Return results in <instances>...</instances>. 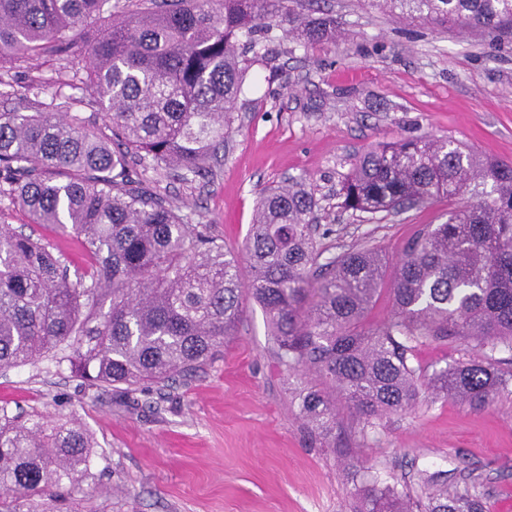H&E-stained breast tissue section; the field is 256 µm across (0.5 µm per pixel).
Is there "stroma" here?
Here are the masks:
<instances>
[{
    "label": "stroma",
    "instance_id": "obj_1",
    "mask_svg": "<svg viewBox=\"0 0 512 512\" xmlns=\"http://www.w3.org/2000/svg\"><path fill=\"white\" fill-rule=\"evenodd\" d=\"M335 40L269 45L248 72L214 174L161 190L225 251L240 253L262 190L293 178L319 200L324 257L367 244L396 261L448 202L377 220L337 208L351 162L381 141L431 135L512 161V35L422 19L372 0H319ZM308 375L283 365L268 319L243 300L237 334L188 380L127 393L85 386L45 356L0 368V411L79 422L93 436L91 474L73 492L98 512H354L366 485L476 483L485 512H512V393L482 408L421 396L406 413L365 426L337 401L331 437L294 402Z\"/></svg>",
    "mask_w": 512,
    "mask_h": 512
}]
</instances>
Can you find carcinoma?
Masks as SVG:
<instances>
[{"mask_svg":"<svg viewBox=\"0 0 512 512\" xmlns=\"http://www.w3.org/2000/svg\"><path fill=\"white\" fill-rule=\"evenodd\" d=\"M299 2L0 0V201L75 237L91 259L73 281L43 238L0 225L1 368L51 354L90 386H166L236 335L246 292L269 318L280 361L330 383L297 396L320 435L336 427L335 392L370 420L424 392L485 406L508 389L492 361L512 352V162L428 136L357 157L340 181L346 212L448 199L447 219L419 229L393 264L373 245L320 262L319 199L294 180L259 198L242 256L161 193L158 175L188 181L220 165L246 71L273 30L304 48L336 37L335 18ZM378 3L402 18L512 34V0ZM39 59L55 75L15 86L13 72ZM52 87L71 90L62 114L40 101ZM87 89L91 100L79 95ZM82 105L107 125L75 111ZM387 281L391 313L368 325ZM461 336L478 357L422 380L418 346ZM95 456L80 424L1 415L0 512H53ZM356 512H483V501L473 484L448 492L424 481L414 496L366 489Z\"/></svg>","mask_w":512,"mask_h":512,"instance_id":"obj_1","label":"carcinoma"}]
</instances>
